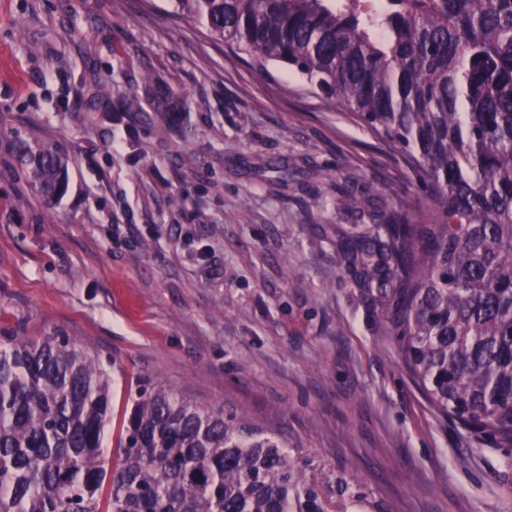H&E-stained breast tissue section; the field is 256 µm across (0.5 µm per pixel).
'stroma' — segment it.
Listing matches in <instances>:
<instances>
[{
	"label": "stroma",
	"mask_w": 512,
	"mask_h": 512,
	"mask_svg": "<svg viewBox=\"0 0 512 512\" xmlns=\"http://www.w3.org/2000/svg\"><path fill=\"white\" fill-rule=\"evenodd\" d=\"M18 137L66 156L62 195L31 191ZM345 191L426 204L394 145L173 0H0V336L110 359L107 463L151 379L278 430L378 512H512V448L431 404L343 264Z\"/></svg>",
	"instance_id": "stroma-1"
}]
</instances>
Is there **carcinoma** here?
Listing matches in <instances>:
<instances>
[{
	"label": "carcinoma",
	"instance_id": "1",
	"mask_svg": "<svg viewBox=\"0 0 512 512\" xmlns=\"http://www.w3.org/2000/svg\"><path fill=\"white\" fill-rule=\"evenodd\" d=\"M247 55L297 71L403 151L430 206L383 208L342 246L397 310L402 356L443 415L512 447V0H175ZM33 189L67 180L55 147L12 146ZM112 373L68 336H0V512H371L246 415L140 385L116 463Z\"/></svg>",
	"mask_w": 512,
	"mask_h": 512
}]
</instances>
